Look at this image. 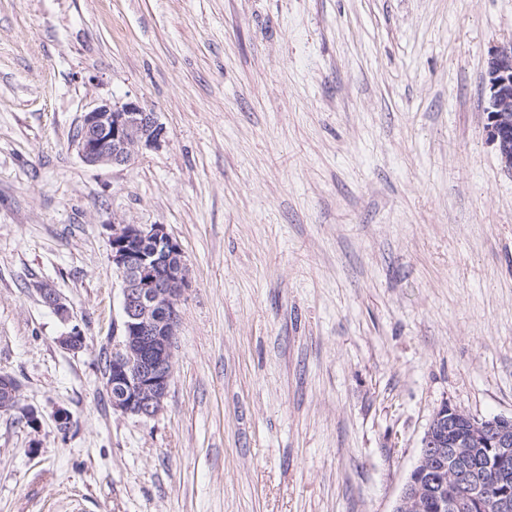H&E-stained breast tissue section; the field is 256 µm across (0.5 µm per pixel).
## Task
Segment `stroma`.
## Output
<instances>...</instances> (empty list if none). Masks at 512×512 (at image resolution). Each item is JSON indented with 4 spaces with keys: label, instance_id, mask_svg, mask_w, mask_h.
Returning <instances> with one entry per match:
<instances>
[{
    "label": "stroma",
    "instance_id": "1",
    "mask_svg": "<svg viewBox=\"0 0 512 512\" xmlns=\"http://www.w3.org/2000/svg\"><path fill=\"white\" fill-rule=\"evenodd\" d=\"M510 40L512 0H0V512H393L438 408L512 416ZM104 100L164 145L86 165ZM115 222L189 268L149 420L103 376ZM486 132L504 171L512 173V41L498 46L485 71Z\"/></svg>",
    "mask_w": 512,
    "mask_h": 512
}]
</instances>
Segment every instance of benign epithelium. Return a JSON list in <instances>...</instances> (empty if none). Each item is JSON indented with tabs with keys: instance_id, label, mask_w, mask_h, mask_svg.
Here are the masks:
<instances>
[{
	"instance_id": "7a95c632",
	"label": "benign epithelium",
	"mask_w": 512,
	"mask_h": 512,
	"mask_svg": "<svg viewBox=\"0 0 512 512\" xmlns=\"http://www.w3.org/2000/svg\"><path fill=\"white\" fill-rule=\"evenodd\" d=\"M486 132L504 171L512 173V41L495 49L487 63ZM166 130L157 113L130 100L103 102L84 113L74 142L90 166L125 167L143 150L160 147ZM110 236L112 265L121 279V322L112 328V367L108 386L117 387L113 410L140 419L156 417L168 396L180 305L189 287L183 251L164 224L142 226L114 223ZM43 302L68 323L70 309L54 289L42 285ZM69 350H80L85 337L78 325L59 337ZM0 387L10 399L0 411L12 410L19 389L9 375L0 374ZM470 421L467 435L448 437L462 419ZM493 453L495 462L512 459V418H476L446 404L432 419L422 438L420 457L410 473L393 512H427L438 503L441 512H469L487 491L483 473L467 461ZM458 493L444 494L447 485Z\"/></svg>"
}]
</instances>
